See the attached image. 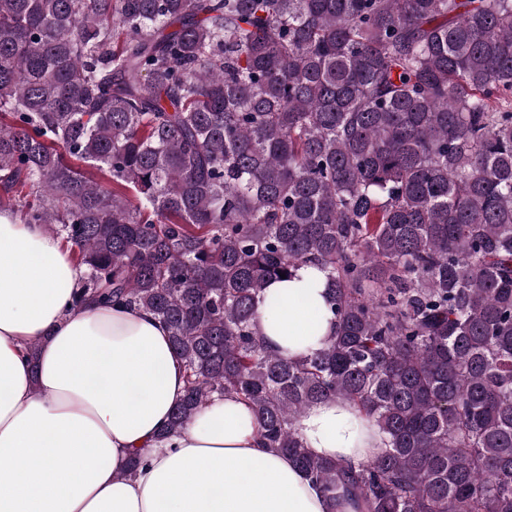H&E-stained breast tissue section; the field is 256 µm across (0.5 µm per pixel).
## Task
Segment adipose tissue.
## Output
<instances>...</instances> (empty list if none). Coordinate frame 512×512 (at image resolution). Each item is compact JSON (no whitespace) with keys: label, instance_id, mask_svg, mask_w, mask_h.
I'll list each match as a JSON object with an SVG mask.
<instances>
[{"label":"adipose tissue","instance_id":"obj_1","mask_svg":"<svg viewBox=\"0 0 512 512\" xmlns=\"http://www.w3.org/2000/svg\"><path fill=\"white\" fill-rule=\"evenodd\" d=\"M85 270L43 225L0 212V512H354L329 503L288 456L261 448L249 406L213 397L165 436L185 393L184 363L150 312L73 308ZM278 314L255 329L284 357L334 331L327 279L315 267L271 282ZM37 343L36 359L26 348ZM309 451L370 462L382 435L348 401L306 410ZM146 461L124 478L132 454Z\"/></svg>","mask_w":512,"mask_h":512}]
</instances>
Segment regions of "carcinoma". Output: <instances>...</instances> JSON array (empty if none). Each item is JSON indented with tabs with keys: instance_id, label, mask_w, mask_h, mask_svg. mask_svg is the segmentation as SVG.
<instances>
[{
	"instance_id": "carcinoma-1",
	"label": "carcinoma",
	"mask_w": 512,
	"mask_h": 512,
	"mask_svg": "<svg viewBox=\"0 0 512 512\" xmlns=\"http://www.w3.org/2000/svg\"><path fill=\"white\" fill-rule=\"evenodd\" d=\"M4 210L167 326V433L235 396L356 512H512V0H0ZM305 265L336 330L284 358ZM333 398L373 461L306 448ZM267 293L283 299L278 314L270 315L260 307L255 318V329L270 350L294 357L320 347L322 340L333 333L327 279L317 268L302 267L290 280L273 281ZM300 429L309 451L322 458L359 465L383 449L382 434L372 420L345 400L314 404L304 413Z\"/></svg>"
}]
</instances>
